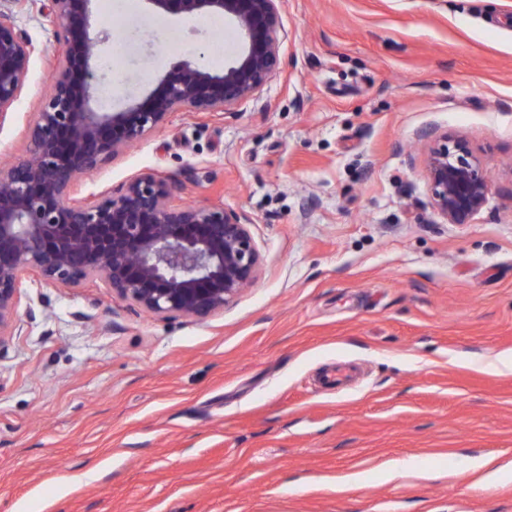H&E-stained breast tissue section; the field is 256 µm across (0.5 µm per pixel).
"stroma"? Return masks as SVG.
<instances>
[{
    "mask_svg": "<svg viewBox=\"0 0 512 512\" xmlns=\"http://www.w3.org/2000/svg\"><path fill=\"white\" fill-rule=\"evenodd\" d=\"M133 21L114 109L223 17ZM35 54L0 127L23 154L58 24L0 0ZM279 72L230 112H177L80 177L89 200L152 172L175 203L247 214L261 274L206 320L152 317L104 280L22 278L0 351V512H512V0H283ZM427 129L491 181L470 223L432 207ZM417 474L388 479L391 461ZM506 470L498 480L472 460Z\"/></svg>",
    "mask_w": 512,
    "mask_h": 512,
    "instance_id": "1",
    "label": "stroma"
}]
</instances>
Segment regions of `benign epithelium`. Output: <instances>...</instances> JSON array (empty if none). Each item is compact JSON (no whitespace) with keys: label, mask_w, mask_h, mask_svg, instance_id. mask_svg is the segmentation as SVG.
Here are the masks:
<instances>
[{"label":"benign epithelium","mask_w":512,"mask_h":512,"mask_svg":"<svg viewBox=\"0 0 512 512\" xmlns=\"http://www.w3.org/2000/svg\"><path fill=\"white\" fill-rule=\"evenodd\" d=\"M281 0H145L156 15H220L241 38L238 56L216 71L204 51L126 110L104 108L101 51L112 32L96 23V0H46L62 51L50 92L26 133L24 155L0 165V350L16 330L26 273L75 288L102 278L137 311L206 319L257 280L260 253L250 218L223 206L171 204L175 185L141 173L88 202L71 192L80 176L111 162L165 125L175 112H226L257 96L281 65L287 40ZM33 43L0 11V125L26 86ZM429 142L430 202L450 224H466L485 206L490 182L482 158L446 131Z\"/></svg>","instance_id":"benign-epithelium-1"}]
</instances>
